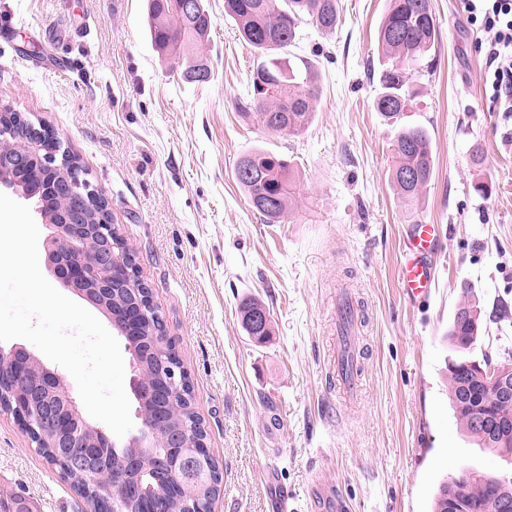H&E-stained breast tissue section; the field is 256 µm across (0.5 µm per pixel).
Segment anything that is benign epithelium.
<instances>
[{
  "label": "benign epithelium",
  "mask_w": 512,
  "mask_h": 512,
  "mask_svg": "<svg viewBox=\"0 0 512 512\" xmlns=\"http://www.w3.org/2000/svg\"><path fill=\"white\" fill-rule=\"evenodd\" d=\"M25 126L33 137L13 152H0V185L12 187L8 174L17 170L43 167L48 186L37 182L25 197L30 199L44 190L59 204L56 216L38 208L41 217L54 229L45 242L48 263L55 277L84 300L102 310L112 325L124 328V339L131 345L138 341L142 324L147 320L141 300H112V289L124 288L133 277L136 259L129 246L115 239L109 219V202L94 189L80 166L70 161L57 138L46 125H35L20 112H1L0 131ZM268 314L256 310L246 315L253 334L264 331ZM12 390L16 395L14 419L21 427L51 437L57 461L70 471H78L98 492L97 512H117L112 497V449L120 441L91 426L82 417L78 404L62 378L42 365L26 348L13 346L0 350V392ZM473 421L495 433H506L509 423L491 407L512 399V366L501 365L487 375L482 387L468 394ZM153 429H141L129 437L138 448L145 449L138 461L155 476H165L171 467L170 457L150 451ZM210 448H196L182 472L185 486L195 489L213 477L207 458Z\"/></svg>",
  "instance_id": "obj_1"
}]
</instances>
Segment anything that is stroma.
I'll use <instances>...</instances> for the list:
<instances>
[{"mask_svg":"<svg viewBox=\"0 0 512 512\" xmlns=\"http://www.w3.org/2000/svg\"><path fill=\"white\" fill-rule=\"evenodd\" d=\"M388 0H340L335 30L303 21L292 56L316 62L308 128L268 131L236 107L256 57L224 14L211 18L208 82L182 78L149 35L147 0H0V107L54 129L109 201L136 252L167 334L189 371L208 446L223 468L213 512H431L439 483L468 467L512 471L450 407L448 341L457 306L482 331L469 356H512V116L484 87L487 35L458 0H432L435 65L408 123L431 135L434 174L417 205L391 181L395 132L373 106L377 31ZM262 147L293 161L296 205L265 223L235 178ZM481 155L474 166L473 155ZM483 174L491 194L472 183ZM439 224V288L422 303L400 286L408 225ZM364 316L355 331L358 396L336 397V292ZM261 300L263 344L238 306ZM36 512H82L13 417L0 413V497Z\"/></svg>","mask_w":512,"mask_h":512,"instance_id":"1","label":"stroma"}]
</instances>
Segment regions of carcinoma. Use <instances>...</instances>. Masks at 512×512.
Returning <instances> with one entry per match:
<instances>
[{
  "mask_svg": "<svg viewBox=\"0 0 512 512\" xmlns=\"http://www.w3.org/2000/svg\"><path fill=\"white\" fill-rule=\"evenodd\" d=\"M181 0H148L149 31L152 43L162 55L185 61L183 76L191 82H206L211 71L201 56L200 47L208 39L210 16L205 7L187 15ZM389 6L378 30V89L374 107L384 121L396 129L393 140V164L390 181L400 198L416 202L430 183L434 159L427 130L404 122L405 112L417 95L413 82L430 71L432 51L438 41V29L432 0H388ZM224 13L258 55L253 68L248 97L237 103L241 114L254 118L265 129L279 134H300L311 118L319 94L315 67L306 60L288 57L285 48L297 37L303 18L330 32L339 19V0H224ZM237 182L245 190L249 203L268 224H280L296 202L297 172L293 163L272 152L255 149L241 157L235 168ZM480 331V309L473 303L461 304L450 323L448 336L460 353L475 343ZM175 343L169 336H157L155 330L143 329L141 345L129 349L132 362L148 380L159 369L172 365L184 367L180 356L171 352ZM494 365L485 358L475 362L460 357L448 363L450 394L454 416L459 426L482 448L512 455V439L496 436L473 423L464 403V385L480 379L481 369ZM168 423L184 431L189 445L208 438L205 424L195 411L192 382H185L182 393L168 396L164 403ZM137 448H115L112 468L121 483H134L138 497L125 500L126 512H138L140 499H165L176 502L183 497L180 471L156 481L149 474L132 473L124 468L126 459ZM442 481L434 497L432 512H448V501L462 498L467 512H497L505 488L500 475L481 473Z\"/></svg>",
  "mask_w": 512,
  "mask_h": 512,
  "instance_id": "carcinoma-1",
  "label": "carcinoma"
}]
</instances>
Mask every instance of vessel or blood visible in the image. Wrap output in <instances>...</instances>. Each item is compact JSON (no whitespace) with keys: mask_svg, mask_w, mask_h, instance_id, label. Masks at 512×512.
<instances>
[{"mask_svg":"<svg viewBox=\"0 0 512 512\" xmlns=\"http://www.w3.org/2000/svg\"><path fill=\"white\" fill-rule=\"evenodd\" d=\"M444 238L439 224H412L401 244L400 282L407 299L424 301L435 287L434 258Z\"/></svg>","mask_w":512,"mask_h":512,"instance_id":"obj_1","label":"vessel or blood"}]
</instances>
